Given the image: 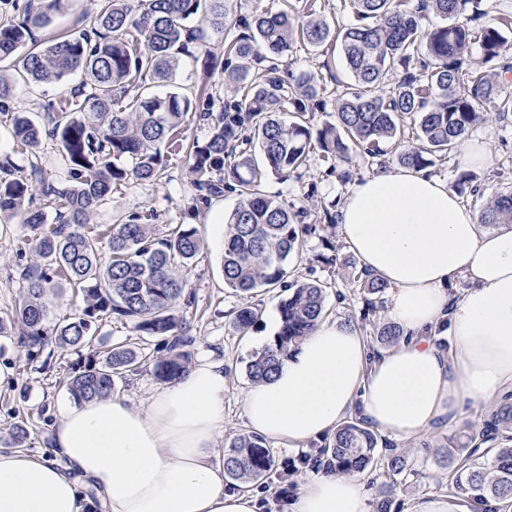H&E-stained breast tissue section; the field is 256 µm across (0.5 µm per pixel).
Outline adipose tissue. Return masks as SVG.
I'll use <instances>...</instances> for the list:
<instances>
[{
  "instance_id": "1",
  "label": "adipose tissue",
  "mask_w": 512,
  "mask_h": 512,
  "mask_svg": "<svg viewBox=\"0 0 512 512\" xmlns=\"http://www.w3.org/2000/svg\"><path fill=\"white\" fill-rule=\"evenodd\" d=\"M339 215L360 270L388 284L385 312L403 337L375 358L350 323H319L246 391L249 429L299 444L357 415L409 439L512 391V229L482 231L447 182L413 168L355 183ZM444 335L451 349L437 345ZM226 379L223 358L209 355L145 407L109 396L65 407L54 459L0 453V512H88L94 502L103 512H260L218 460ZM288 510L371 512L360 478L334 473L302 484Z\"/></svg>"
}]
</instances>
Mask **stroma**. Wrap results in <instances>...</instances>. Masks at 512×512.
<instances>
[{
	"label": "stroma",
	"mask_w": 512,
	"mask_h": 512,
	"mask_svg": "<svg viewBox=\"0 0 512 512\" xmlns=\"http://www.w3.org/2000/svg\"><path fill=\"white\" fill-rule=\"evenodd\" d=\"M224 51V38L208 32L204 48L194 50L184 58L177 72V83L185 93H194L202 77L204 53L215 55ZM469 143L484 145L487 161L472 167L471 172L479 186L478 191H464L460 200L473 213L480 215L490 199L498 193L512 191V119L489 120L478 126L468 138ZM10 157L20 169H28L31 161H38L46 178L56 181L62 175L59 150L52 141H44L38 154L19 152L7 131L0 130V157ZM391 155L377 157L374 163L356 166L350 181L340 179L338 173L329 170L321 160H312L300 176L280 181L267 176L261 183L262 192L281 195L294 203L296 210L310 213L323 212L333 202L339 201L349 189L351 181L395 168ZM192 175L187 159L170 160L164 178L153 185L129 183L112 196L109 205L100 208L91 218L99 229L113 223L115 215L145 209L157 214V228L166 231L172 224H192L204 240L206 248L201 258L190 268L188 279L194 292V304L187 312L193 358H200L212 351L222 355L227 369V385L224 390V431L217 440L219 448H226L235 434L247 431L243 413V396L251 385L247 375V363L251 354L262 348L278 328V304L283 296L281 289L265 290L253 297L239 296L225 288L222 273L224 237L217 231L238 202L237 193L228 191L213 198L209 207L194 210ZM27 231L18 221L0 223V317H7L18 301L24 282L22 270L32 260L31 250L23 241ZM333 256V263H326V256ZM296 268L300 276L315 274L325 279L333 278L334 291L328 292L326 308L329 321L360 322L369 318L376 323L385 320L384 306L370 308L371 298L355 288L352 277L359 266L355 257L346 249L340 229H333L331 243H324L319 236L308 237L306 250ZM258 305L262 316L257 325L247 332L233 327L235 313L241 306ZM126 342L153 352L156 341L136 336L129 326L116 322L103 323L93 348H81L68 352L47 345L35 351L23 344L18 334L0 335V367L11 373L8 382L0 384V433L9 434L14 424L27 430L24 451L53 458L51 435L60 410L72 404L66 381L73 371L83 368L91 360L102 358L112 344ZM483 413L471 408L462 421L451 422L437 430L412 439L384 437L383 443L395 450H408L409 466L404 475L390 476L385 469H377L366 475L364 481L369 493H376L381 484L393 489L390 512H410L415 500L425 494L444 495L448 489V468L445 454L448 440L456 436L461 422L480 423ZM323 441L316 440L298 447L284 442H273L276 462L295 467V484H302L317 473L311 460L317 457Z\"/></svg>",
	"instance_id": "1"
}]
</instances>
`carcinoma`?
<instances>
[{
  "instance_id": "obj_1",
  "label": "carcinoma",
  "mask_w": 512,
  "mask_h": 512,
  "mask_svg": "<svg viewBox=\"0 0 512 512\" xmlns=\"http://www.w3.org/2000/svg\"><path fill=\"white\" fill-rule=\"evenodd\" d=\"M64 2L0 0V60L14 58L17 76L57 84L81 75L36 119L16 110L12 79L0 70V126L24 151L36 150L46 137L55 141L64 165L62 180L54 183L36 165L27 178L0 164V219L23 224L38 258L24 275L18 303L0 318V335L16 328L30 347L52 340L65 351L92 343L102 322L113 319L163 345L149 354L123 342L112 345L102 362L69 378L67 389L81 402L112 395L144 365L167 384L192 362L187 271L205 243L192 224L158 232L152 211L120 216L105 232L94 228L91 215L121 186L159 181L170 156L184 152L192 159L195 210L208 207L226 184L239 192L224 220V286L244 296L265 288L288 291L278 306L279 331L247 364L257 383L326 316L332 283L290 281L288 266L303 255L306 237L336 225V214L327 209L324 223L297 224L294 205L257 192L263 177L287 180L314 153L350 167L380 156L384 141L397 143L400 164L425 170L433 157L467 140L490 112L500 119L512 113V92L499 81V72L512 70L504 34L512 20L472 26L484 16L482 0H350L348 24L322 14L317 0H297L299 8L284 0L279 12L251 17L235 15L233 0H98L79 33L39 46L36 32ZM208 28L224 36L223 56L208 55L203 73L207 81H224L227 99L217 112L215 96L206 91L193 97L151 90V83L173 79L180 58L205 41ZM298 44L321 54L338 51L353 79L336 101L335 120L318 128L311 114L319 104V76H281L282 59ZM474 44L478 62L468 54ZM393 73L400 79L387 91L384 83ZM195 118L208 125L201 142L184 137ZM37 198L43 205H34ZM479 222L511 225L512 192L495 196ZM355 283L378 297L388 289L364 271ZM67 291L81 298L80 313L55 322L49 297ZM260 317L261 309L247 305L236 311L234 325L244 332ZM375 335L392 346L402 332L383 323ZM378 445V434L355 416L338 427L317 465L337 474L381 466L402 474L406 455L382 454ZM481 457L488 462L478 467ZM446 458L450 488L473 499L475 512H492L488 502L512 498V399L496 402L482 426H463ZM274 465L273 449L252 433L235 435L224 454V472L238 483L257 482Z\"/></svg>"
}]
</instances>
